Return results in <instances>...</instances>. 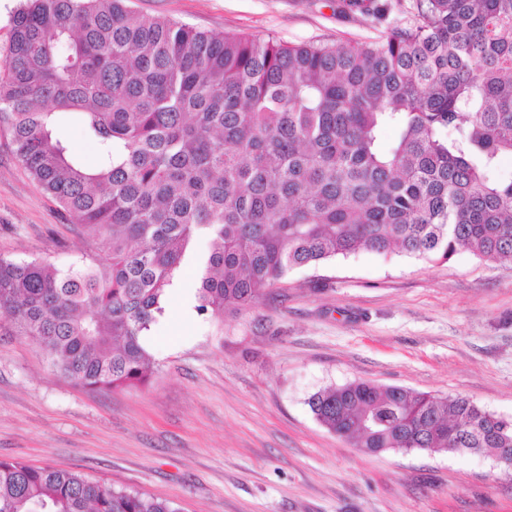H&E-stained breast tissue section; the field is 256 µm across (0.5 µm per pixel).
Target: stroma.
I'll list each match as a JSON object with an SVG mask.
<instances>
[{"mask_svg": "<svg viewBox=\"0 0 512 512\" xmlns=\"http://www.w3.org/2000/svg\"><path fill=\"white\" fill-rule=\"evenodd\" d=\"M342 0H129L207 30L302 43L370 36ZM0 130V255L65 268L87 253ZM139 388L89 391L40 344L0 330V459L78 472L176 512H512L492 459L376 455L329 432L309 397L354 381L467 397L512 419V264L361 252L299 269L224 318L174 293Z\"/></svg>", "mask_w": 512, "mask_h": 512, "instance_id": "obj_1", "label": "stroma"}]
</instances>
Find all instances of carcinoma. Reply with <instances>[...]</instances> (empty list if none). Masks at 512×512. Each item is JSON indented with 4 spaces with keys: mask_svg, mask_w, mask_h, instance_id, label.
Instances as JSON below:
<instances>
[{
    "mask_svg": "<svg viewBox=\"0 0 512 512\" xmlns=\"http://www.w3.org/2000/svg\"><path fill=\"white\" fill-rule=\"evenodd\" d=\"M345 7L385 30L290 45L125 0H23L0 124L93 253L66 269L0 257V327L38 341L78 386L138 387L153 376L142 336L202 232L196 310L217 318L293 270L359 252L512 261V175L498 170L512 157V0ZM66 119L93 162L59 137ZM308 405L366 453L512 447V419L466 397L356 381ZM0 512L175 510L0 460Z\"/></svg>",
    "mask_w": 512,
    "mask_h": 512,
    "instance_id": "obj_1",
    "label": "carcinoma"
}]
</instances>
